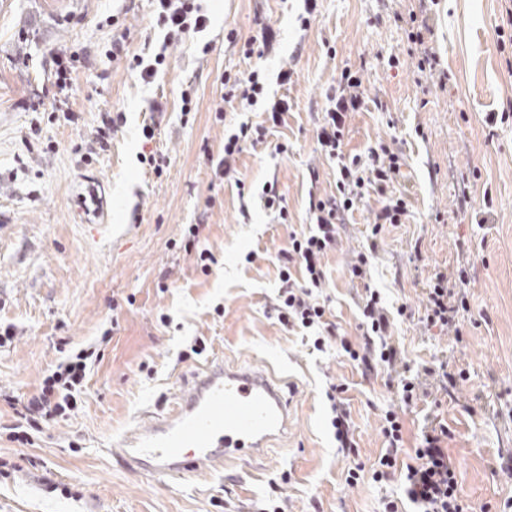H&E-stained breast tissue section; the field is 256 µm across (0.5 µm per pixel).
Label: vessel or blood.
Masks as SVG:
<instances>
[{
    "mask_svg": "<svg viewBox=\"0 0 512 512\" xmlns=\"http://www.w3.org/2000/svg\"><path fill=\"white\" fill-rule=\"evenodd\" d=\"M290 405L265 371L217 362L184 383L168 412L153 414L113 441L129 469L177 480L265 456L287 438Z\"/></svg>",
    "mask_w": 512,
    "mask_h": 512,
    "instance_id": "b4317fda",
    "label": "vessel or blood"
}]
</instances>
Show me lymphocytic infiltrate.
Returning <instances> with one entry per match:
<instances>
[{
    "instance_id": "lymphocytic-infiltrate-1",
    "label": "lymphocytic infiltrate",
    "mask_w": 512,
    "mask_h": 512,
    "mask_svg": "<svg viewBox=\"0 0 512 512\" xmlns=\"http://www.w3.org/2000/svg\"><path fill=\"white\" fill-rule=\"evenodd\" d=\"M154 23L163 31L162 42L148 56L128 55L126 44L129 29H122L112 38L106 52L109 59L127 58L129 70L138 73L149 83L165 65L167 52L190 34L203 32L209 22L199 0H153ZM418 11L408 14L413 30L408 57L416 58L419 73L429 74L438 86L450 80L441 65L440 55L429 43L433 29L426 5L418 0ZM368 93L359 71L346 67L341 71L333 94L327 95V104L316 129L321 153L336 164V189L330 193L310 192L308 215L309 232L291 235L287 250L278 256L280 264L279 287L271 310L277 322L287 331L311 334L315 350L335 346L337 352L355 362L363 376L385 374L388 388L394 389L401 405L411 406L421 397L429 395L432 387L447 390L453 377L447 363L412 369L404 351L394 337V318L404 315L405 306L389 310L378 289L366 288L361 306L360 341H352L339 331L329 319L327 286L323 260L335 250L338 226L346 216L359 207H368L372 227L366 246L360 251L351 273L366 279L370 263L380 251L382 235L386 229L406 223L410 216V203L399 187L405 158L402 151L386 141H377L365 154L348 155L344 151L345 134L356 112L367 104ZM225 102L236 101L249 109L266 112L267 122L243 123L238 129L225 134L224 156L219 161L225 178L237 173L236 163L246 147L265 143L270 125L281 124L289 110L287 99L269 97L266 76L255 68L244 74L224 77ZM467 305L457 290L454 274L437 269L430 275L421 318L425 327H438L461 334V314ZM94 356L88 349L65 356L54 370L42 379L36 393L24 404H17L11 395H4L9 408L18 417L11 439L21 445L34 442L36 433L45 425L65 420L74 415L87 388L89 362ZM343 385L330 384L326 393L329 401V425L338 448L345 456L357 453V441L350 412L342 398ZM380 433L385 448L371 468L373 482L394 484L403 491L402 497L387 496L382 500V512H400L402 502H409L415 512H467L456 480L455 468L448 455L447 425L435 418H426L422 437L414 450L412 463L403 465L399 457L405 448L404 420L394 410L381 418Z\"/></svg>"
}]
</instances>
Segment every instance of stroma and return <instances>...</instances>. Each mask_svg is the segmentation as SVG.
<instances>
[{
    "mask_svg": "<svg viewBox=\"0 0 512 512\" xmlns=\"http://www.w3.org/2000/svg\"><path fill=\"white\" fill-rule=\"evenodd\" d=\"M413 4L319 0L317 20L304 30L302 0H206L207 29L174 46L166 69L146 84L104 53L112 15L134 29L131 52L156 38L150 0H0V324L15 331L0 348V389L25 398L61 351L93 344L100 352L81 411L45 427L34 445L11 441L13 411L0 405V512H252L268 498L284 500L287 512H381L392 489L372 482L368 467L384 447L380 418L393 404L384 378L364 380L335 349L311 351L267 311L279 251L290 233L309 229V167L318 168L320 189L335 188L336 167L317 150L315 123L347 65L364 66L365 85L388 108L355 114L346 150L359 154L397 137L412 207L407 224L385 232L366 285L351 279L348 263L366 243L370 215L355 210L340 226V244L325 259L331 318L357 337L365 287L417 311L433 267L466 269L461 340L423 332L409 319L394 325L411 364L444 360L465 374L441 406L407 410L405 455L413 457L426 415L438 414L472 512H502L512 501V476L498 468L500 456L512 454V52L500 51L497 32L506 4L437 0L433 40L454 75L445 89L417 85L403 60L407 27L393 15ZM258 10L279 29V44L247 59L239 48L254 35ZM61 52L80 58L68 92L72 121L55 109L52 58ZM292 54L295 74L280 84L277 73ZM394 56L400 66H388ZM254 67L267 72L270 95L287 96L290 110L266 144L241 155L235 184L216 176L210 161L224 153L225 130L262 119L224 100L225 73ZM185 90L195 103L186 118ZM154 100L167 112L146 143L141 129ZM106 111L124 112V132L85 163L74 148ZM283 141L289 154L275 151ZM156 150L169 158L160 176L139 161ZM271 180L291 223H274L263 208ZM91 181L108 200L107 220L93 227L77 200ZM192 224L215 258L209 269L182 246ZM415 248L421 258L413 263ZM197 339L206 348L195 355ZM214 360L255 365L281 384L292 414L282 447L177 482L131 472L110 455L113 438L167 408L178 384ZM146 364L152 373L143 372ZM332 382L346 387L356 461L366 467L352 487L344 482L351 462L327 424Z\"/></svg>",
    "mask_w": 512,
    "mask_h": 512,
    "instance_id": "1",
    "label": "stroma"
}]
</instances>
